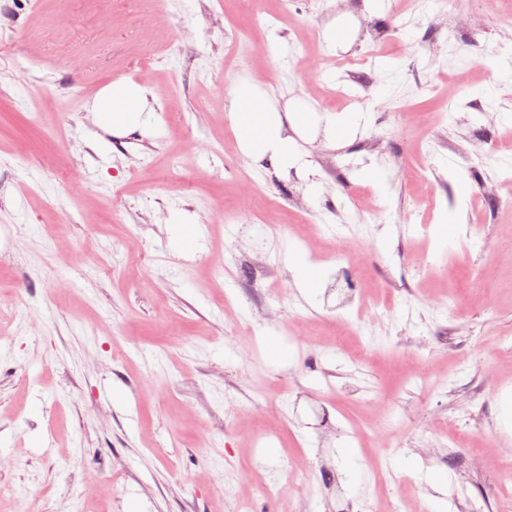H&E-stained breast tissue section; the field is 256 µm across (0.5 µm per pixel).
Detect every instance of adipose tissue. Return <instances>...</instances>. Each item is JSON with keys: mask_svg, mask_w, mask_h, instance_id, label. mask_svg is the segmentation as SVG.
<instances>
[{"mask_svg": "<svg viewBox=\"0 0 512 512\" xmlns=\"http://www.w3.org/2000/svg\"><path fill=\"white\" fill-rule=\"evenodd\" d=\"M149 96L144 84L131 79L113 81L95 93L91 120L118 139L136 132L148 133L156 119ZM227 112L246 157L269 159L286 169L305 166L306 145L313 135L321 132L329 140H339L368 120L367 112L358 106L336 114L318 111L303 100L280 102L247 72L234 78Z\"/></svg>", "mask_w": 512, "mask_h": 512, "instance_id": "obj_1", "label": "adipose tissue"}]
</instances>
